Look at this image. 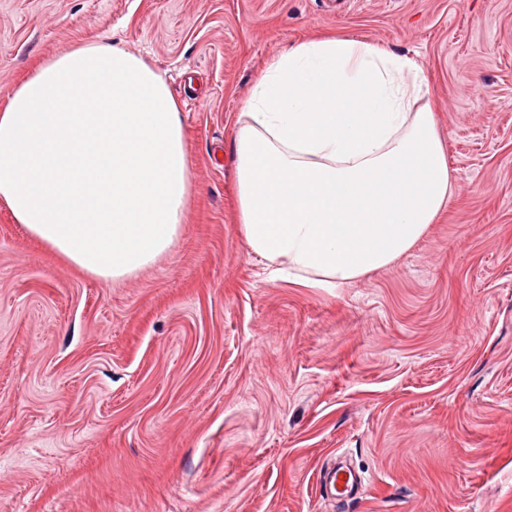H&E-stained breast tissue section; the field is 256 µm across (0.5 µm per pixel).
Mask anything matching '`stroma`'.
Instances as JSON below:
<instances>
[{
	"instance_id": "stroma-1",
	"label": "stroma",
	"mask_w": 512,
	"mask_h": 512,
	"mask_svg": "<svg viewBox=\"0 0 512 512\" xmlns=\"http://www.w3.org/2000/svg\"><path fill=\"white\" fill-rule=\"evenodd\" d=\"M325 30L423 67L457 185L335 288L251 251L232 151L256 73ZM94 42L166 73L193 188L112 282L0 201V512H512V0H0V106ZM341 458L350 504L323 488Z\"/></svg>"
}]
</instances>
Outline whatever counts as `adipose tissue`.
<instances>
[{
    "mask_svg": "<svg viewBox=\"0 0 512 512\" xmlns=\"http://www.w3.org/2000/svg\"><path fill=\"white\" fill-rule=\"evenodd\" d=\"M233 154L244 237L303 284L393 264L454 193L422 67L347 35L304 39L267 61ZM191 188L166 76L122 47L53 58L0 109V199L31 236L99 278L164 254Z\"/></svg>",
    "mask_w": 512,
    "mask_h": 512,
    "instance_id": "obj_1",
    "label": "adipose tissue"
}]
</instances>
